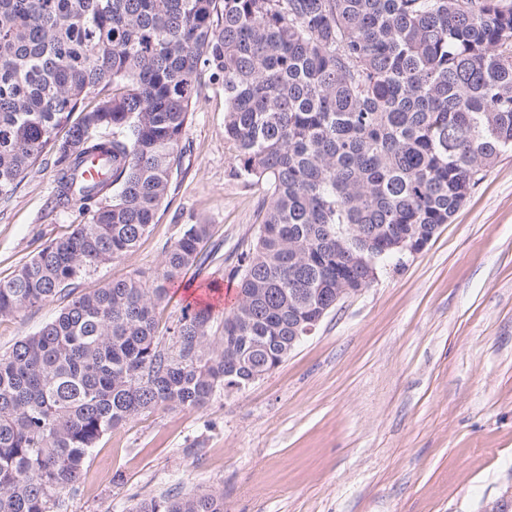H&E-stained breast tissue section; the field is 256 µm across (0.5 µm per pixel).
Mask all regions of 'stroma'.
I'll return each mask as SVG.
<instances>
[{
    "label": "stroma",
    "mask_w": 512,
    "mask_h": 512,
    "mask_svg": "<svg viewBox=\"0 0 512 512\" xmlns=\"http://www.w3.org/2000/svg\"><path fill=\"white\" fill-rule=\"evenodd\" d=\"M181 169L133 252L76 293L153 282L179 225L207 224L214 257L157 312L167 335L201 285L235 288L265 192L234 177L224 87L202 77ZM51 167L0 200V278L88 212L55 207ZM67 295L0 318V354L52 321ZM210 490L224 512H512V151L426 247L379 263L278 367L202 409L159 407L105 435L61 512H131L161 493Z\"/></svg>",
    "instance_id": "obj_1"
}]
</instances>
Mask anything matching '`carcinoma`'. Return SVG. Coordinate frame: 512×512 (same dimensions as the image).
Instances as JSON below:
<instances>
[{"instance_id": "cac0c4a2", "label": "carcinoma", "mask_w": 512, "mask_h": 512, "mask_svg": "<svg viewBox=\"0 0 512 512\" xmlns=\"http://www.w3.org/2000/svg\"><path fill=\"white\" fill-rule=\"evenodd\" d=\"M204 71L224 84L233 175L267 196L221 347L207 349L209 304L159 339L167 285L213 257L210 226L182 224L153 285L77 295L0 355V512H54L106 434L275 369L336 289L429 240L512 150V0H0V199L44 163L55 206L90 213L0 278V317L134 250L180 170ZM94 157L108 180L81 179ZM131 512H224V495Z\"/></svg>"}]
</instances>
